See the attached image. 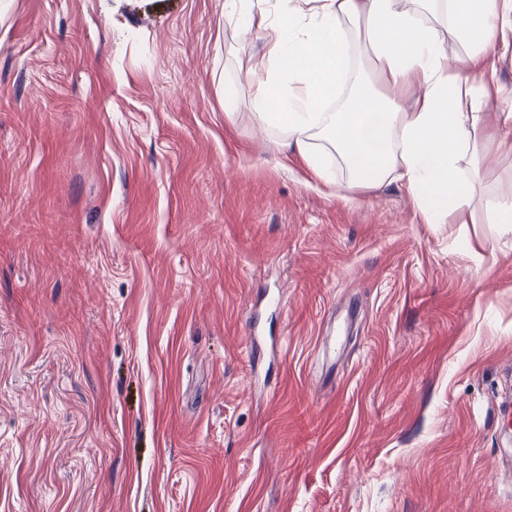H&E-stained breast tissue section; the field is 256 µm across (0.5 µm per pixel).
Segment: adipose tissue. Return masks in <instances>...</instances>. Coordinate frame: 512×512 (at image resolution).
<instances>
[{"instance_id":"obj_1","label":"adipose tissue","mask_w":512,"mask_h":512,"mask_svg":"<svg viewBox=\"0 0 512 512\" xmlns=\"http://www.w3.org/2000/svg\"><path fill=\"white\" fill-rule=\"evenodd\" d=\"M224 16L239 34L264 36V53L237 76L253 89L256 122L338 190L400 183L425 222L439 224L469 207L487 140L512 150V113H497L490 131L477 113L501 91L495 59L512 51V0H286L275 11L270 0H224ZM462 150L467 181L454 172Z\"/></svg>"}]
</instances>
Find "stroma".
Instances as JSON below:
<instances>
[{"mask_svg": "<svg viewBox=\"0 0 512 512\" xmlns=\"http://www.w3.org/2000/svg\"><path fill=\"white\" fill-rule=\"evenodd\" d=\"M224 0L0 15V512H512V233L327 191Z\"/></svg>", "mask_w": 512, "mask_h": 512, "instance_id": "obj_1", "label": "stroma"}]
</instances>
